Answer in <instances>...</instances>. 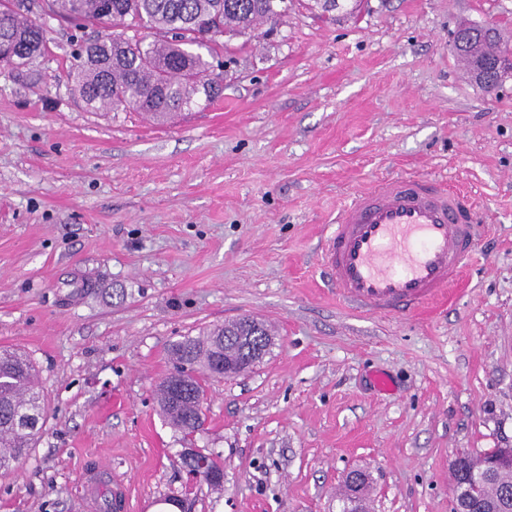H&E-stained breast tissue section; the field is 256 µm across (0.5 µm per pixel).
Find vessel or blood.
<instances>
[{
  "label": "vessel or blood",
  "instance_id": "obj_1",
  "mask_svg": "<svg viewBox=\"0 0 512 512\" xmlns=\"http://www.w3.org/2000/svg\"><path fill=\"white\" fill-rule=\"evenodd\" d=\"M479 208L431 178H387L338 208L321 261L337 295L375 314L413 312L460 278Z\"/></svg>",
  "mask_w": 512,
  "mask_h": 512
}]
</instances>
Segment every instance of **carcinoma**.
Listing matches in <instances>:
<instances>
[{
    "mask_svg": "<svg viewBox=\"0 0 512 512\" xmlns=\"http://www.w3.org/2000/svg\"><path fill=\"white\" fill-rule=\"evenodd\" d=\"M284 0H0V67L34 65L49 52L44 16L59 17L78 31L121 27L133 32L95 40H80L74 52L76 64L69 72L71 90L90 112H143L159 124L197 102L210 101L219 91L212 61L222 56L216 37L242 33L278 15ZM142 28L153 29L159 38L145 42ZM466 47L450 46L468 62L512 56V44L501 40L492 24L469 23L457 27ZM244 332L240 321L217 325L197 337L185 336L172 345L171 353L190 389L174 396L170 378L157 386V403L172 428L193 434L202 427L200 401L203 392L196 373L220 377L215 365L228 351L236 356L244 344L224 342L226 336ZM36 372L27 358L14 363L0 356V469L4 457L16 448L28 451L40 433L44 417L42 395L33 380ZM199 476L213 489L224 488V470L218 456H206ZM512 488V470L489 478L476 512L495 503L500 490Z\"/></svg>",
    "mask_w": 512,
    "mask_h": 512,
    "instance_id": "obj_1",
    "label": "carcinoma"
}]
</instances>
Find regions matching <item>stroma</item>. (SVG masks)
<instances>
[{
  "instance_id": "obj_1",
  "label": "stroma",
  "mask_w": 512,
  "mask_h": 512,
  "mask_svg": "<svg viewBox=\"0 0 512 512\" xmlns=\"http://www.w3.org/2000/svg\"><path fill=\"white\" fill-rule=\"evenodd\" d=\"M463 20L512 40V0H361L331 22L289 0L221 36L220 96L163 126L76 102L67 21L46 22L39 80L0 69V346L46 407L0 512H341L356 469L371 512H452L454 457L512 448V79L471 82ZM412 175L479 203L467 280L432 312L360 313L317 248L349 197ZM243 315L271 353L205 379L202 429L174 430L171 344ZM188 448L218 454L222 493Z\"/></svg>"
}]
</instances>
